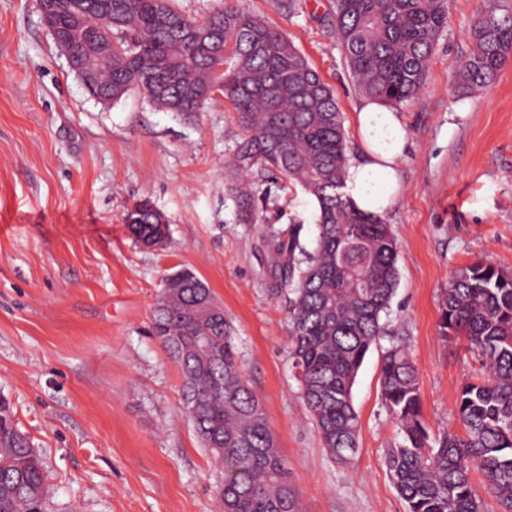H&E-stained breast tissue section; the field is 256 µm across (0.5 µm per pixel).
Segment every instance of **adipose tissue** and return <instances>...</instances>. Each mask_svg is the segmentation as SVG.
<instances>
[{"label": "adipose tissue", "mask_w": 512, "mask_h": 512, "mask_svg": "<svg viewBox=\"0 0 512 512\" xmlns=\"http://www.w3.org/2000/svg\"><path fill=\"white\" fill-rule=\"evenodd\" d=\"M354 126L362 157L347 167L346 191L360 210L380 215L402 191L399 162L407 133L397 112L374 100L356 112Z\"/></svg>", "instance_id": "obj_1"}]
</instances>
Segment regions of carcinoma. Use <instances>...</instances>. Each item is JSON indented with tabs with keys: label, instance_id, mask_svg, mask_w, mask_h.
Here are the masks:
<instances>
[{
	"label": "carcinoma",
	"instance_id": "cac0c4a2",
	"mask_svg": "<svg viewBox=\"0 0 512 512\" xmlns=\"http://www.w3.org/2000/svg\"><path fill=\"white\" fill-rule=\"evenodd\" d=\"M54 27L82 66L85 36L112 45L90 95L116 102L131 91L186 119L223 100L245 137L227 168L238 220L261 224L256 193L241 187L254 171L293 181L317 200L314 253L302 225L273 229L264 244L275 267L270 292L291 291V357L301 397L327 453L341 464L358 448L352 404L357 372L384 333L381 313L398 284L397 244L389 225L356 208L343 191L349 161L343 115L333 88L278 27L231 6L199 20L173 0H55ZM334 27L358 90L400 106L424 86L434 46L447 27L445 0H333ZM474 49L455 83L462 94L493 83L512 51V10L488 5L471 29ZM132 238L151 247L165 217L146 202L127 209ZM151 334L182 375V400L203 447L224 464L223 512H298L260 400L235 360L234 329L208 284L184 268L167 277ZM440 336L467 340L482 377L461 388L465 435H433L422 414L418 372L400 346L388 349L381 397L402 442L387 453L389 476L407 512H484L472 492L478 470L501 507L512 512V274L478 260L444 289ZM208 342L201 354L197 341ZM40 455L0 398V512H43Z\"/></svg>",
	"mask_w": 512,
	"mask_h": 512
}]
</instances>
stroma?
<instances>
[{"mask_svg": "<svg viewBox=\"0 0 512 512\" xmlns=\"http://www.w3.org/2000/svg\"><path fill=\"white\" fill-rule=\"evenodd\" d=\"M282 30L333 87L349 156L364 96L325 15L330 0H174L207 17L224 3ZM448 30L423 89L398 113L408 136L404 192L384 216L399 281L352 388L356 455L324 450L290 355L289 295L271 294L263 224H241L226 178L243 134L215 101L191 121L133 91L101 104L42 23L36 0H0V396L39 452L45 512H219L221 468L202 448L182 378L149 329L163 278L188 267L234 327L239 369L262 403L301 512H406L386 453L401 435L380 389L383 355L402 346L418 369L433 434H463L461 385L479 363L463 338L442 339L453 273L484 260L512 272V54L497 79L464 95L455 73L484 0H446ZM279 226L302 225L313 249L318 204L300 185L253 179ZM145 201L169 221L164 247L134 242L123 216Z\"/></svg>", "mask_w": 512, "mask_h": 512, "instance_id": "stroma-1", "label": "stroma"}]
</instances>
